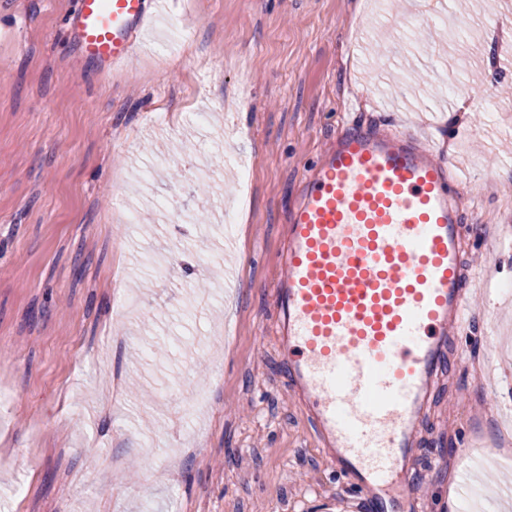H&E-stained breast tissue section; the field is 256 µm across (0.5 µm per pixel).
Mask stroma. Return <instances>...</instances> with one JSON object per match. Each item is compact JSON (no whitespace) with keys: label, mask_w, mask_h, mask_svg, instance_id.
Listing matches in <instances>:
<instances>
[{"label":"stroma","mask_w":512,"mask_h":512,"mask_svg":"<svg viewBox=\"0 0 512 512\" xmlns=\"http://www.w3.org/2000/svg\"><path fill=\"white\" fill-rule=\"evenodd\" d=\"M364 2L160 0L109 70L76 54V0H0V512H363L274 329L297 170L346 117L416 125L475 187L469 322L403 512H445L479 460L512 483V32L488 28L512 0Z\"/></svg>","instance_id":"35a3bbf8"}]
</instances>
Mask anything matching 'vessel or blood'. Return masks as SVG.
Returning a JSON list of instances; mask_svg holds the SVG:
<instances>
[{
  "label": "vessel or blood",
  "mask_w": 512,
  "mask_h": 512,
  "mask_svg": "<svg viewBox=\"0 0 512 512\" xmlns=\"http://www.w3.org/2000/svg\"><path fill=\"white\" fill-rule=\"evenodd\" d=\"M154 0H78L85 59L127 64ZM276 283L280 350L330 464L392 512L468 311L457 199L470 185L411 128L358 122L300 167Z\"/></svg>",
  "instance_id": "obj_1"
}]
</instances>
